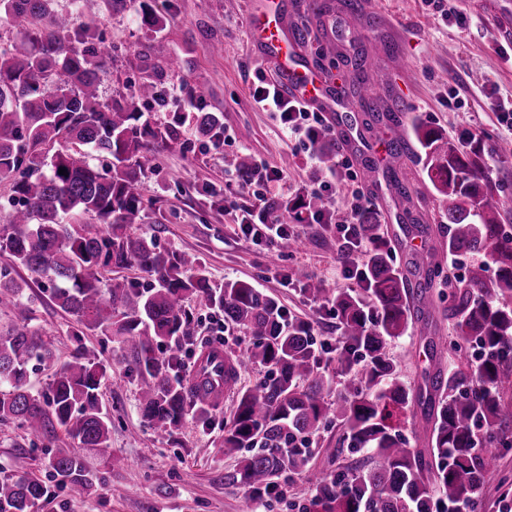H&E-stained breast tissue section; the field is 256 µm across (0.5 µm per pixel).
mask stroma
Wrapping results in <instances>:
<instances>
[{"mask_svg":"<svg viewBox=\"0 0 512 512\" xmlns=\"http://www.w3.org/2000/svg\"><path fill=\"white\" fill-rule=\"evenodd\" d=\"M306 0H288V22L306 30L311 45L303 61L313 64L312 49L322 48L327 58L344 65L351 44L324 34L323 25H334L347 16L346 0H324L323 22H310ZM85 9L101 18L100 34L115 45L106 62L101 98L129 99L142 81L157 84L164 103L139 102L150 124L163 126L188 95H195L205 112L220 115L235 141L223 151L210 142L189 137L185 150L157 144L161 173L143 185L144 218L137 233L155 237L161 247L198 256L209 276L218 282L243 280L277 298L292 316L313 321L317 339L335 341L336 318L326 302H312L299 288H285L280 277L295 266L329 293L361 291L357 279L343 275L339 260L340 234L336 228L345 215L353 192L363 193L381 212V222L394 244V263L406 267L412 256L408 238L398 221L403 209L395 205L387 189L375 188L367 178L366 159L386 139L387 129L374 113L359 115L358 129L368 146L359 153L340 145L338 153L348 158L351 174L336 186L333 197L312 196L314 209L331 207L328 224L294 222L301 248H276L268 255L261 247L234 231L235 209L247 198L225 194L224 184L234 180L226 171L225 156L244 152L253 159L281 169L290 187L311 186L318 179L317 159L307 147L285 139L270 113L251 106L250 92L272 75L259 59L249 27L250 0H210L199 10L196 0H132L121 14L109 13L103 0H84ZM162 16V29L140 21L142 6ZM448 7L464 17L463 25L443 21L433 0H359L362 23L357 28L372 57L375 71L388 82L379 89L383 111L406 109L409 116L441 127L455 137L479 128L485 143L512 137L498 123L494 106L512 100V0H448ZM179 69H171V59ZM420 150L403 158L400 176L408 183L420 223L429 225L436 260L452 274H466L478 260L471 253L449 254L444 242L446 205L425 181ZM33 323L53 341L54 363L73 361L77 351L107 365L111 374L102 389L103 405L112 417V453L100 456L84 451L88 468L103 482L89 496L75 500L57 484L48 468V457L31 450L16 423H0V478L9 476L16 464H24L45 482L48 496L41 512H309L316 495L306 474L295 473L283 485L278 499L255 500L225 476L235 459L225 457L220 446L224 423L233 415L236 397L228 395L213 413L211 425H202L196 415L185 417L173 434L155 437L139 414V385L126 368L125 352L117 343L101 337L75 339L73 319L58 309L41 288L25 291ZM196 345L185 347V366H192L203 341H214L232 356L241 354L247 336L225 323L217 310L194 307ZM424 343L418 336H403L388 344L396 362V378L416 384L427 365ZM481 512H512V448L501 451L497 470L477 493Z\"/></svg>","mask_w":512,"mask_h":512,"instance_id":"obj_1","label":"stroma"}]
</instances>
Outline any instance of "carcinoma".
<instances>
[{
	"label": "carcinoma",
	"mask_w": 512,
	"mask_h": 512,
	"mask_svg": "<svg viewBox=\"0 0 512 512\" xmlns=\"http://www.w3.org/2000/svg\"><path fill=\"white\" fill-rule=\"evenodd\" d=\"M52 2L0 0V13L17 31L11 43L0 44V180L10 181L15 200L0 225V254L24 266L73 318L72 335L99 331L126 351L128 370L140 383L143 420L169 432L188 413L205 418L217 407L182 375V344L194 335L185 305L192 299L249 337L242 364L269 368L253 388L239 387L240 375H232L236 406L220 443L224 455L239 456L230 479L253 498L275 496L284 473L306 467L309 435L335 417L363 456L338 471H308L317 488L315 512H432L436 493L453 504L478 491L512 434V404L504 399L512 392V236L503 233L498 190L486 174L487 157L512 156V144L489 149L481 138L445 137L395 112L378 117L401 129L387 147L395 196L412 199L395 165L414 141L425 152L429 182L448 203V252L482 260L447 281V303L434 281L435 254L424 248L399 270L376 209L365 210L355 225L369 245L360 267L365 296L343 291L327 299L341 330L336 359L349 376L333 407L328 384L315 373L330 347L316 338L312 322L286 317L276 299L245 281L212 280L194 255L128 232L144 210L143 181L157 171L151 141L176 146L177 129L187 124L218 143L224 123L213 112H174L160 130L132 104L101 101L112 46L98 37L100 18L85 13L80 0L65 11ZM57 144L70 148L56 151ZM227 165L245 181L253 161L237 155ZM62 167L67 174L58 173ZM130 269L152 284L103 283L102 272ZM291 275L312 299L326 294L305 270L293 268ZM23 299L11 269L0 267V312L23 308ZM438 315L453 321L460 339L480 343L483 358L468 372L446 371L430 335ZM417 332L426 337L429 364L421 382L407 386L393 377L386 345ZM51 362L52 341L30 317L18 316L0 334V421H17L34 448L53 447L62 430L78 447L106 453L112 433L101 403L107 368L80 357L33 391L30 373ZM360 362L362 370L353 371ZM418 417L430 430L425 449L411 447L405 434V424ZM49 467L74 498L99 485L76 452L52 455ZM44 496L45 486L23 469L0 479V512H38Z\"/></svg>",
	"instance_id": "obj_1"
}]
</instances>
